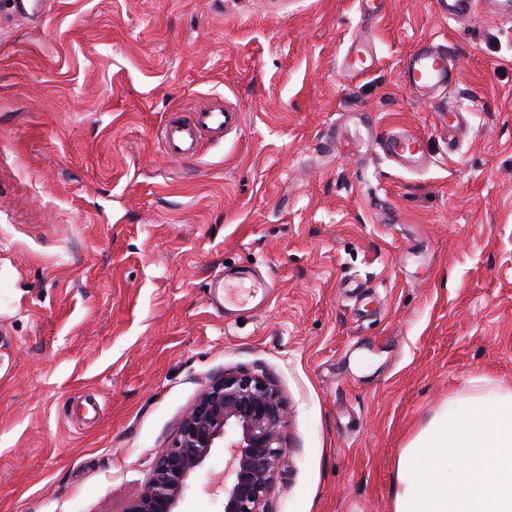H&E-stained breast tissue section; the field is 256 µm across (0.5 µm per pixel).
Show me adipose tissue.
Here are the masks:
<instances>
[{
  "label": "adipose tissue",
  "mask_w": 512,
  "mask_h": 512,
  "mask_svg": "<svg viewBox=\"0 0 512 512\" xmlns=\"http://www.w3.org/2000/svg\"><path fill=\"white\" fill-rule=\"evenodd\" d=\"M392 512H512V388L451 399L403 448Z\"/></svg>",
  "instance_id": "1"
}]
</instances>
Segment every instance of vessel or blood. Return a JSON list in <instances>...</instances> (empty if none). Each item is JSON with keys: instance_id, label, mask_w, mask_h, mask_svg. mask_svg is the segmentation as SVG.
I'll return each instance as SVG.
<instances>
[{"instance_id": "obj_1", "label": "vessel or blood", "mask_w": 512, "mask_h": 512, "mask_svg": "<svg viewBox=\"0 0 512 512\" xmlns=\"http://www.w3.org/2000/svg\"><path fill=\"white\" fill-rule=\"evenodd\" d=\"M480 1L491 13L512 18V0H434V3L442 16L456 21L473 15ZM400 76L406 86L423 98L446 91L455 80L446 52L431 44L422 45L404 60ZM241 123V112L214 102L199 108L188 119L180 113H170L160 138L168 157L190 161L199 155L204 141L221 140ZM379 147L384 155L407 169L419 168L427 161L420 137L410 132L391 133L380 141Z\"/></svg>"}]
</instances>
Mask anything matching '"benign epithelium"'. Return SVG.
<instances>
[{
    "mask_svg": "<svg viewBox=\"0 0 512 512\" xmlns=\"http://www.w3.org/2000/svg\"><path fill=\"white\" fill-rule=\"evenodd\" d=\"M288 412L277 387L260 375L226 373L184 413L169 448L124 512H176L191 476L222 448L224 512H269L285 448Z\"/></svg>",
    "mask_w": 512,
    "mask_h": 512,
    "instance_id": "7a95c632",
    "label": "benign epithelium"
}]
</instances>
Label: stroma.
Returning <instances> with one entry per match:
<instances>
[{
	"label": "stroma",
	"instance_id": "1",
	"mask_svg": "<svg viewBox=\"0 0 512 512\" xmlns=\"http://www.w3.org/2000/svg\"><path fill=\"white\" fill-rule=\"evenodd\" d=\"M0 0V512H123L227 372L288 409L271 512H392L448 399L512 387V22L433 0ZM375 67L345 68L354 39ZM445 49L446 95L400 80ZM221 97L191 162L160 127ZM462 112L461 128L448 112ZM420 134L407 170L378 143ZM267 282V304H208ZM216 450L177 512H223Z\"/></svg>",
	"mask_w": 512,
	"mask_h": 512
}]
</instances>
